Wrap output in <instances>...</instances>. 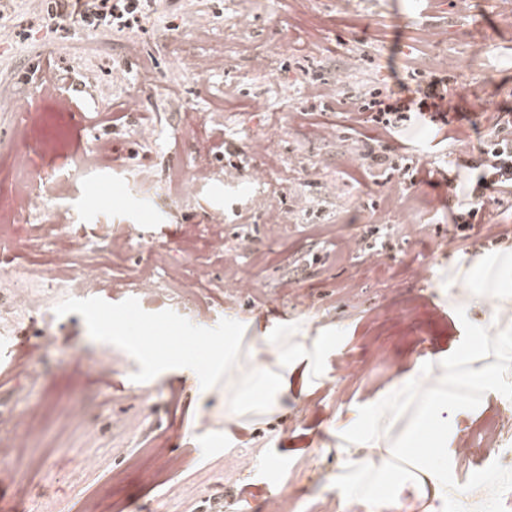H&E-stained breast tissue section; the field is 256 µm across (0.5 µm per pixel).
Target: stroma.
<instances>
[{"label":"stroma","mask_w":512,"mask_h":512,"mask_svg":"<svg viewBox=\"0 0 512 512\" xmlns=\"http://www.w3.org/2000/svg\"><path fill=\"white\" fill-rule=\"evenodd\" d=\"M38 10V0H12L0 19V194L9 195L12 156L25 149L42 174L65 175L72 214L84 224H122L175 247L191 225L223 210L224 243L261 292L222 295L224 266L201 250L212 287L197 316L173 299L141 304L131 290L115 298L64 294L52 319L39 315L23 321L22 333L0 332V410L20 417L42 407L39 437L11 455L0 498L22 501L28 512H265L288 487L299 493L294 512H336L337 410L358 389L386 387L416 358L447 350L464 303L449 296V281L470 278L474 263L512 247V198L493 207L491 245L481 234L457 236L446 206L473 175L489 117L512 113V0H316L309 11L291 0H164L161 22L124 36L76 24L39 31ZM242 14L248 25L232 28ZM18 24L33 28L30 44L15 42ZM216 53L224 70L204 78L173 63L178 54ZM259 57L267 62L260 76ZM119 62L130 66L125 77L103 81ZM445 75L458 106L451 125L468 137L462 145L439 141L416 121L377 144L371 128L350 131L335 110L342 95ZM136 94L140 112L157 115L150 146L135 136L140 112L101 110ZM58 100L70 139L49 150ZM186 111L205 114L217 143L213 176L192 201L176 195V176L199 147ZM327 123L333 136L312 133ZM274 124L291 128L278 143L283 167L304 174L283 193L291 222L279 243L251 205L267 186L248 177L265 161L246 147L252 128ZM87 141L109 142L110 168L84 165L78 148ZM377 151L431 167L433 184L405 185L397 171L377 175ZM230 169L241 183L226 181ZM407 214L434 246L425 279L409 270L419 247L401 221ZM374 250L387 257L392 279L367 269ZM286 281L297 298L281 294ZM263 324L274 336L325 337L332 350L325 373L338 384L304 418L295 417L290 394L272 410L258 399L238 401L252 369L250 338ZM32 348L41 358L17 379L15 354ZM349 359L362 371L339 380ZM233 410L249 428L235 440L224 435ZM244 450L250 469L225 478ZM173 454L182 461L175 471L166 467Z\"/></svg>","instance_id":"stroma-1"}]
</instances>
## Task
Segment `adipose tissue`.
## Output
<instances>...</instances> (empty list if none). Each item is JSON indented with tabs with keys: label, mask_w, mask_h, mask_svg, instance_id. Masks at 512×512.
<instances>
[{
	"label": "adipose tissue",
	"mask_w": 512,
	"mask_h": 512,
	"mask_svg": "<svg viewBox=\"0 0 512 512\" xmlns=\"http://www.w3.org/2000/svg\"><path fill=\"white\" fill-rule=\"evenodd\" d=\"M273 342L262 331L251 339L253 355L272 352L279 367L271 375L255 369L257 390L275 398L291 393L302 403L315 397L309 376L326 359L321 338L301 336L280 351L273 350ZM404 381L407 388L427 394L401 441L403 454L417 462L419 474L393 477L388 456L374 462L368 455L387 444L407 405L398 404L387 388L352 402L334 418L345 440L339 450L344 465L336 477L340 512L355 506L364 512H382L391 505L399 512H412L419 499L428 500L430 512H448V485L457 478L466 433L481 424L493 405L512 402V376L488 363L485 354L475 352L463 338L452 342L446 353L417 359ZM460 383L475 390L476 398L460 399L455 392Z\"/></svg>",
	"instance_id": "1"
}]
</instances>
